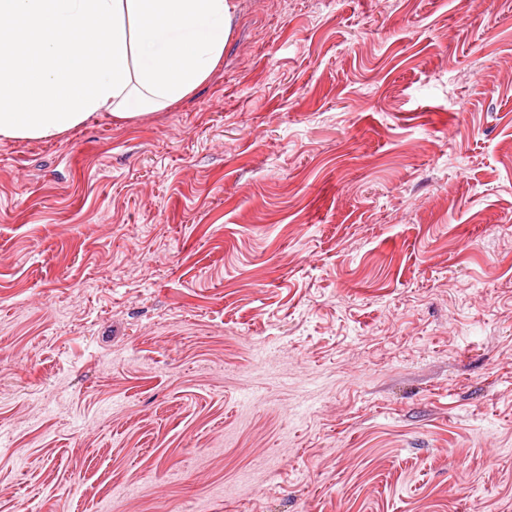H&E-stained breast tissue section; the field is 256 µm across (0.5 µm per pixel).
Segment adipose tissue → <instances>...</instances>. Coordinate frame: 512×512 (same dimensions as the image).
Wrapping results in <instances>:
<instances>
[{
  "label": "adipose tissue",
  "mask_w": 512,
  "mask_h": 512,
  "mask_svg": "<svg viewBox=\"0 0 512 512\" xmlns=\"http://www.w3.org/2000/svg\"><path fill=\"white\" fill-rule=\"evenodd\" d=\"M234 0H0V140L165 110L224 56Z\"/></svg>",
  "instance_id": "adipose-tissue-1"
}]
</instances>
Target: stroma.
<instances>
[{
	"instance_id": "stroma-1",
	"label": "stroma",
	"mask_w": 512,
	"mask_h": 512,
	"mask_svg": "<svg viewBox=\"0 0 512 512\" xmlns=\"http://www.w3.org/2000/svg\"><path fill=\"white\" fill-rule=\"evenodd\" d=\"M235 2L0 141V512H512V0Z\"/></svg>"
}]
</instances>
